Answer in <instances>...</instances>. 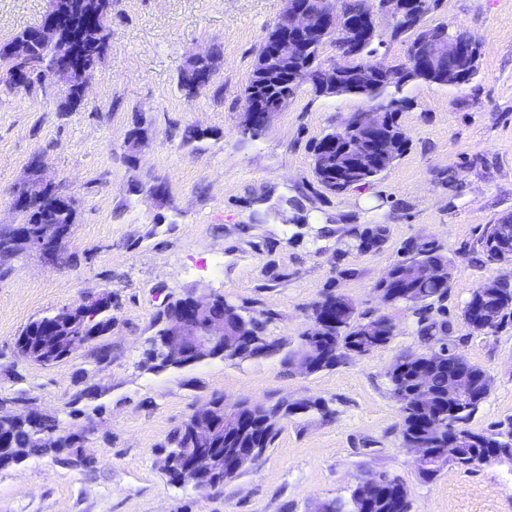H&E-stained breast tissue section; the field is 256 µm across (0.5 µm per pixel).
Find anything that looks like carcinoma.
Masks as SVG:
<instances>
[{"label": "carcinoma", "mask_w": 512, "mask_h": 512, "mask_svg": "<svg viewBox=\"0 0 512 512\" xmlns=\"http://www.w3.org/2000/svg\"><path fill=\"white\" fill-rule=\"evenodd\" d=\"M310 4L323 11L339 10L346 19H353L368 12L371 0H308ZM33 29L28 28L15 36L8 46L18 47L28 42L32 47V56L27 59H18L12 55L4 59L6 74H18L22 83L33 86L42 80L39 74H32L35 65L41 70H48L52 64V51L49 47L32 38ZM406 42V62L397 67L403 73V78L397 82L386 79L391 67L384 64L379 58V49L384 44L385 33L378 32L376 37L360 47L358 53L352 57L336 60L334 64L341 66L345 72H365L361 81H347L338 90L336 97H354L369 105L377 104L387 108V124L385 134L396 142L392 154L386 155L378 162L370 165L354 176L340 179L334 174L315 171L318 183L329 193L340 194L354 186L366 184L389 168L400 158L408 148L409 138L397 121V115L403 111L410 101L408 90L415 84L428 83L430 78L420 73L417 64L412 59L417 52H431L433 48L425 43H418L419 37L414 33L402 32ZM98 41L96 28L85 32V42L92 46L88 53L81 58L80 73L75 75L74 88L69 90L67 102L60 107V111L68 112L75 108L82 97L79 88L93 74L105 53V50H95L93 45ZM337 38L331 37L327 41L313 45L309 53L300 61L299 67L312 68L319 65L321 50L328 43L335 44ZM301 85L290 79L281 77L278 81L266 85L255 83L249 78L245 87L246 101H251L252 95L257 93L266 102L279 103L285 107L288 100L294 97ZM28 196L26 206L21 210L25 224H75L76 209L74 200L66 198L68 208L57 210L52 207L51 200L42 197L43 189L38 184L36 171H31L28 185L23 189ZM9 229L0 225V277L11 271V261L27 251L20 245H9ZM507 239L512 242V214L501 216L496 223L489 224L480 237V245L486 259L496 261L491 249V243L498 239ZM409 254L408 261L417 267L416 275L411 278L401 276L403 261L394 263L387 271V278L379 286L386 289L409 288L416 296L409 305L418 315L417 335L422 344L426 346L425 355L432 363L430 368L431 399L422 407L409 399L408 394L416 386L419 368L416 361H409L405 357H398L389 367L387 376L392 393L403 395V404L400 405L401 421L400 434L406 447L412 448L423 441L436 451V455L427 462V467L421 476L427 480L434 479L443 466L452 463L461 468H470L484 463L485 457L491 459H512L511 453H503V449L512 448V421L508 423V431L486 434L471 431L467 422L471 415L484 401L486 392L484 387L490 377L478 365L468 361L464 362L473 377L471 388L462 392L461 397L454 403H448V362L457 358L456 347L449 338V325L445 319H436L430 316V311L437 303H442L448 297L449 281L436 280L425 275V271L432 265L444 266L453 269L451 259L442 252L441 248L432 242H411L406 248ZM189 296L180 295L168 302L164 310L156 315L153 327L155 335H161L176 315L178 308L187 302ZM469 299H477L487 306L497 326L501 327L512 321V282L500 281L494 288H474ZM112 295L92 298L90 296L81 300L80 305L70 314L71 321H61L60 312H55L31 321L21 332L15 342V352L23 360L31 361L43 366H52L70 357L69 338L82 332L87 336H97L93 346L86 352V357L97 364L112 359V346L103 342L104 333L112 325ZM210 313L213 317L224 320L243 336H263L264 321L254 315L245 314V308L229 303L224 296L218 294L211 305ZM382 328L375 321L369 320L356 313L352 307L343 315V319L335 326L328 327L327 335L333 336L342 344L343 348L351 349L350 357H363L373 350L388 344L392 337L380 335ZM285 345L269 336H264V343L260 348L262 357H282L283 363H288L289 354L283 353ZM141 366L148 371L161 372L169 368H182L184 364L177 361H164L156 358L150 351L143 353ZM35 403V398L25 393L15 396L0 397V440L7 448H20L24 455H53L59 457L63 454L75 457V461L84 462L81 448L85 440L72 431L64 436L59 435L58 420L50 415L42 414L34 423H28L20 418L19 408L23 404ZM311 409L319 410V402L307 400L303 402L285 403L277 401L263 408V412L273 418V428H259L234 439L230 443L219 441L213 444L215 448H257L265 451L270 448L281 430V422L298 412H307ZM193 424L184 420L177 428L170 432L166 439L168 448L188 447L189 434ZM57 436L53 444L44 441L46 436ZM464 448L466 452L458 458L448 456V447ZM377 485L382 495L369 508V512H411V501L404 484L396 477L385 473H373L363 479L347 497H337L326 501L327 512H361L362 494L368 488Z\"/></svg>", "instance_id": "1"}]
</instances>
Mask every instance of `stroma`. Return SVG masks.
I'll return each mask as SVG.
<instances>
[{
    "label": "stroma",
    "instance_id": "obj_1",
    "mask_svg": "<svg viewBox=\"0 0 512 512\" xmlns=\"http://www.w3.org/2000/svg\"><path fill=\"white\" fill-rule=\"evenodd\" d=\"M286 0H112V37L85 100L59 111L61 80L30 91L0 89V221L21 223L12 196L33 162L71 197L77 223L63 268L22 255L0 279V396L25 392L61 427L94 422L76 466L31 456L0 471V512H307L348 496L371 473L398 477L411 512H512V461L445 467L420 478L399 433L400 405L387 370L422 352L417 318L373 291L412 241L435 242L453 261L442 308L456 351L493 384L468 425L498 432L512 418V323L471 332L461 310L477 285L512 271L486 261V225L512 213V0H440L427 24L467 30L479 44L466 84L411 88L398 122L407 151L369 185L333 196L318 184L312 144L362 109L356 98L303 86L256 138L242 135L244 89ZM51 0H0V44L37 26ZM220 49L212 83L177 88L188 62ZM145 139L131 148L129 134ZM200 130L186 140L187 130ZM389 229L360 253L353 234ZM112 293V362L84 352L50 367L22 361L14 342L32 320ZM359 313L388 317L393 339L335 368L303 374L280 358L206 360L155 373L139 368L152 321L170 297L214 293L263 315L266 333L295 349L307 310L327 292ZM99 395L71 407L81 389ZM318 400L325 412L289 417L273 445L242 475L199 490L161 469L167 434L213 398Z\"/></svg>",
    "mask_w": 512,
    "mask_h": 512
}]
</instances>
